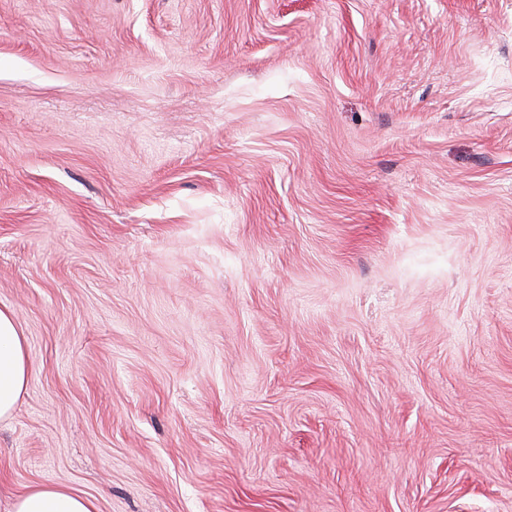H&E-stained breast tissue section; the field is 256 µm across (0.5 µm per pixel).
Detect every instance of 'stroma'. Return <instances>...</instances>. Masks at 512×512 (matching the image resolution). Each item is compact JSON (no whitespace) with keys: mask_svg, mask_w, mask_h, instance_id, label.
<instances>
[{"mask_svg":"<svg viewBox=\"0 0 512 512\" xmlns=\"http://www.w3.org/2000/svg\"><path fill=\"white\" fill-rule=\"evenodd\" d=\"M0 512H512V0H0ZM32 361L12 312L0 309V420L8 419L26 390ZM13 512H99L96 501L66 485L39 484L19 494Z\"/></svg>","mask_w":512,"mask_h":512,"instance_id":"35a3bbf8","label":"stroma"}]
</instances>
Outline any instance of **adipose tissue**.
<instances>
[{
  "label": "adipose tissue",
  "mask_w": 512,
  "mask_h": 512,
  "mask_svg": "<svg viewBox=\"0 0 512 512\" xmlns=\"http://www.w3.org/2000/svg\"><path fill=\"white\" fill-rule=\"evenodd\" d=\"M32 372L27 341L12 312L0 309V420L9 418ZM13 512H99L96 501L68 486L39 484L19 494Z\"/></svg>",
  "instance_id": "1"
}]
</instances>
